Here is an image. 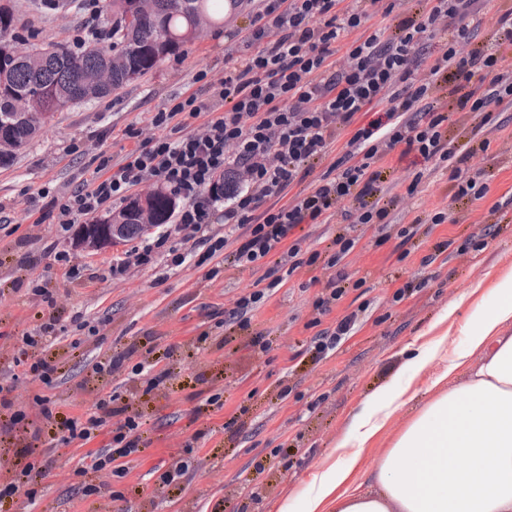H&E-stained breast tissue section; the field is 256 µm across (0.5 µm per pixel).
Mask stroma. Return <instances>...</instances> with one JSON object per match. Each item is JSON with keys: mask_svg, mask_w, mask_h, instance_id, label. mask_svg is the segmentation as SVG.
Segmentation results:
<instances>
[{"mask_svg": "<svg viewBox=\"0 0 512 512\" xmlns=\"http://www.w3.org/2000/svg\"><path fill=\"white\" fill-rule=\"evenodd\" d=\"M4 2L21 20L13 33L20 44H70L90 27L107 26L87 4L76 11L50 9L43 0ZM257 9L256 0H242L223 23L205 28L153 71L108 96L55 113L14 163L0 168V372L13 371L14 397L30 404L28 419L0 443V459L17 473L41 460L45 443L32 438L42 423L31 404L37 395L50 397L66 417H89L98 396L109 394L144 414L145 447L122 458L127 475L117 478L105 470L90 479L110 484L113 498L81 491L88 480L83 469L110 439L104 433L56 450L47 477L35 485L30 512H278L283 506L304 512L314 475L338 460L336 446L353 418L376 396L404 390L405 406L361 450L367 465L438 395L433 382L449 355L465 349L476 308L491 306L499 280L512 275V109L497 112L489 126L476 112L448 115L453 145L474 137L490 141L487 151L472 154L464 165L487 181L485 198L453 202V183L439 171L408 195L419 166L392 151L381 166L389 193L397 198L389 215L395 234L383 237L374 224L352 227L338 215L325 224L303 225L295 232L301 255L316 252L320 261L290 268L283 260L288 247L280 245L281 282L251 312L245 329L219 327L211 313L232 307L251 287L258 274L250 268L229 266L208 281L194 263L160 265L86 287L70 282L61 265L41 258L59 226L54 215L39 217L40 190L70 194L91 178L99 156L120 163L135 145L126 129L153 136L151 114L179 102L198 72L219 78L225 66L246 55L236 33ZM448 207L459 213L458 223H429V215ZM346 231L356 239L354 248L337 269L325 268L336 236ZM28 253L40 256L37 266H21ZM338 270L347 275L345 294L330 312L317 315L314 302ZM36 279L55 294L65 328L63 338L45 345L67 360L64 378L50 390L32 382L19 364V338L50 312L28 290ZM407 287L411 295L395 300ZM78 312L98 326V335L76 329L71 318ZM352 312L358 315L354 335L317 357L311 320L320 318L327 328ZM205 331L208 343L197 344ZM259 333L267 351L251 345ZM148 336L158 348H176L166 361L173 376L165 387L146 396L142 377L130 367L104 377L94 372L97 361ZM411 344L438 348L416 375L409 366ZM179 461L189 464L179 487H160V474Z\"/></svg>", "mask_w": 512, "mask_h": 512, "instance_id": "stroma-1", "label": "stroma"}]
</instances>
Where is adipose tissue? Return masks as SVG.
I'll list each match as a JSON object with an SVG mask.
<instances>
[{"label":"adipose tissue","instance_id":"obj_1","mask_svg":"<svg viewBox=\"0 0 512 512\" xmlns=\"http://www.w3.org/2000/svg\"><path fill=\"white\" fill-rule=\"evenodd\" d=\"M498 302L479 310L467 347L448 358L465 379L437 396L393 448L358 470L359 448L404 405L379 396L355 417L345 442L354 451L314 478L305 512H512V276Z\"/></svg>","mask_w":512,"mask_h":512}]
</instances>
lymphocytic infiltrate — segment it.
<instances>
[{
    "mask_svg": "<svg viewBox=\"0 0 512 512\" xmlns=\"http://www.w3.org/2000/svg\"><path fill=\"white\" fill-rule=\"evenodd\" d=\"M381 0H261L243 37L249 53L222 78L200 73L201 86L150 122L158 136L139 141L120 164L101 157L95 176L60 198L42 189L40 198L56 211L60 235L43 256L67 265L72 281H98L74 251L88 239L81 218L99 213L112 200L130 199L150 182L183 200L174 224L126 251L109 266L111 278L155 267L159 260L182 266L187 256L170 246L172 236L200 247L197 267L206 279L218 276L212 262L226 256L240 267L258 268L303 224H325L335 214L354 224H388L390 200L378 163L393 150L415 155L446 171L462 199L484 198L489 185L464 175L461 156L448 140V115L436 92L447 89L460 112H480L492 122L499 107L512 108V12L495 17V39L473 47L474 33L490 15V0H418L414 16L396 26L373 24ZM443 36L439 51L430 42ZM349 38L348 63L336 68L335 44ZM428 79H418L420 69ZM371 120L356 126L358 113ZM197 119L187 128L186 118ZM340 157L332 152L339 136ZM329 172L307 178L317 164ZM236 249H229L230 240ZM58 316L23 334L20 350L31 356L27 373L55 386L61 363L44 344L59 335ZM43 418L33 437L58 436L61 444L90 442L110 429L109 443L96 451L93 471L112 467L135 452L142 415L115 396L101 397L87 419H59L49 397L34 399Z\"/></svg>",
    "mask_w": 512,
    "mask_h": 512,
    "instance_id": "1",
    "label": "lymphocytic infiltrate"
}]
</instances>
